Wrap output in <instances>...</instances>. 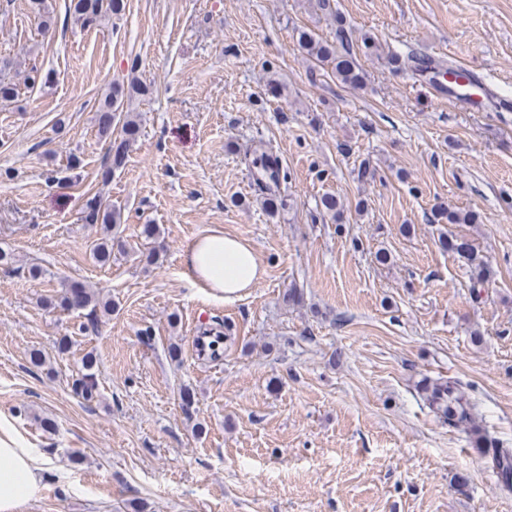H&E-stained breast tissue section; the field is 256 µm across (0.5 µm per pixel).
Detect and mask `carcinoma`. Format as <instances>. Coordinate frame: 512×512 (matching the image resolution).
Instances as JSON below:
<instances>
[{"label": "carcinoma", "instance_id": "carcinoma-1", "mask_svg": "<svg viewBox=\"0 0 512 512\" xmlns=\"http://www.w3.org/2000/svg\"><path fill=\"white\" fill-rule=\"evenodd\" d=\"M73 15L76 22L83 25H92L108 15L119 14L124 8L123 0H72ZM336 39L340 46L322 42L309 31L298 32L297 44L300 52L318 61H329L333 64L334 73L344 83H358L362 80V71L356 66L346 44L344 28L336 30ZM142 92L141 85L130 82L124 87L120 84L112 86L104 98L101 99L97 113V125L101 135L109 138L107 158L109 165L103 172L107 178L112 171L124 165L132 142L139 130L136 116L130 112L120 111L121 102L125 92ZM260 169L256 178L258 190L262 195V206L270 214L275 215L286 208V201L276 193L281 177L282 167L277 157L267 154L254 162ZM319 207L323 214L330 216L334 223L342 220L343 209L339 199L334 194L321 197ZM84 220L87 224H99L103 230L102 237L98 238L92 246V256L101 265H106L112 259V249L126 251L123 240L112 234L118 224L122 223L121 209L112 206L106 198L95 195L86 200L83 208ZM474 215L469 211H460L438 207L434 210L432 221L438 224H470ZM476 272L474 286H479L486 280L488 269L485 263L474 252L464 250ZM60 305L66 310L82 311L87 308L106 316L112 313V299H103L100 294L91 288L79 283L69 285L60 298ZM224 321L216 318L211 323L201 327V341L198 354L204 356L206 361H216L223 355ZM96 358L88 353L82 359V373L76 379V388L87 400L93 398L97 389ZM427 407L438 420L452 428L466 427L472 422V411L476 403L466 399L458 392L455 383L451 381H436L431 385L428 394L422 396ZM495 447L491 461L496 468L502 486L512 489V450L498 448L493 440H488Z\"/></svg>", "mask_w": 512, "mask_h": 512}]
</instances>
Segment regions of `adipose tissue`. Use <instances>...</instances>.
Returning a JSON list of instances; mask_svg holds the SVG:
<instances>
[{
  "mask_svg": "<svg viewBox=\"0 0 512 512\" xmlns=\"http://www.w3.org/2000/svg\"><path fill=\"white\" fill-rule=\"evenodd\" d=\"M183 258L195 282L228 300L253 287L263 275L253 247L220 231L195 239ZM57 466L56 459L29 446L0 416V512H23L40 494L45 473Z\"/></svg>",
  "mask_w": 512,
  "mask_h": 512,
  "instance_id": "ef3b65f1",
  "label": "adipose tissue"
}]
</instances>
